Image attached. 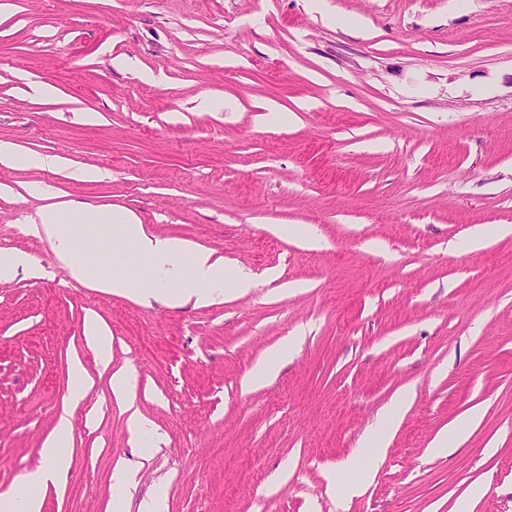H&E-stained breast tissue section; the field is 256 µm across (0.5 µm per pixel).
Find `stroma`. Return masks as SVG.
<instances>
[{"label": "stroma", "mask_w": 512, "mask_h": 512, "mask_svg": "<svg viewBox=\"0 0 512 512\" xmlns=\"http://www.w3.org/2000/svg\"><path fill=\"white\" fill-rule=\"evenodd\" d=\"M8 2L0 142L63 166H0V249L33 258L0 283V494L65 414L72 465L43 512H111L119 464L136 473L128 512L158 489L166 512H452L476 484L471 512H512V235L468 245L512 225V0H327L341 26L307 0ZM267 100L293 121L260 120ZM84 166L104 178L77 179ZM62 202L133 210L256 285L172 308L76 280L21 229ZM90 317L112 335L110 371ZM291 339L277 375L245 387ZM76 359L94 381L79 400ZM123 367L159 450L131 439L109 384ZM405 392L369 462L362 435ZM474 410L478 427L435 453ZM347 460L363 488L344 502L331 478ZM85 337L93 348L98 365L107 369L112 361V336L94 318L85 323ZM479 413H471L459 421L454 427H452L448 431L441 433L433 443V449L437 453H447L448 452V435L453 438L462 437L465 432L473 427L480 420Z\"/></svg>", "instance_id": "1"}]
</instances>
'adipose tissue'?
Instances as JSON below:
<instances>
[{"label": "adipose tissue", "instance_id": "obj_1", "mask_svg": "<svg viewBox=\"0 0 512 512\" xmlns=\"http://www.w3.org/2000/svg\"><path fill=\"white\" fill-rule=\"evenodd\" d=\"M29 230L53 242L59 261L77 280L88 278L89 257L98 253L102 244L112 241L127 246L153 265V286L137 287L133 278L124 273L96 280L95 285L103 291L140 302L200 306L213 301L217 291L239 296L253 286L249 276L228 273L223 258L214 256L209 249L147 234L135 212L124 207L48 204L40 207L31 218ZM185 253L190 256L186 264L181 261ZM110 384L116 400L131 409L128 425L133 438L150 439L149 422L133 407L134 372L124 368L115 370ZM70 439L71 423L67 416H60L43 445L38 466L22 477L25 493L0 494V512H41L44 502L34 491L65 481L71 466L66 452Z\"/></svg>", "mask_w": 512, "mask_h": 512}]
</instances>
